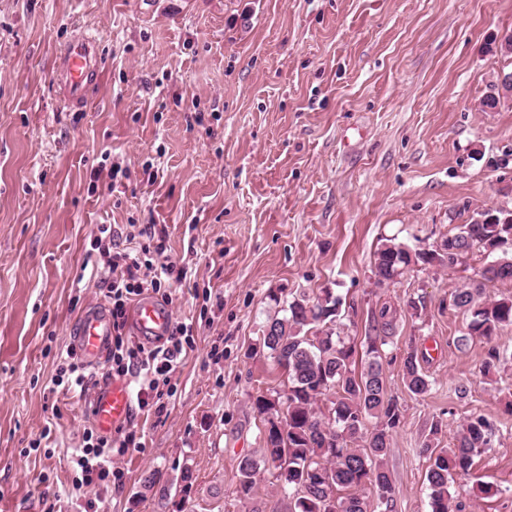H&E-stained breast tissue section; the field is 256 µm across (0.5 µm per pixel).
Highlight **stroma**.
Returning a JSON list of instances; mask_svg holds the SVG:
<instances>
[{
  "instance_id": "1",
  "label": "stroma",
  "mask_w": 512,
  "mask_h": 512,
  "mask_svg": "<svg viewBox=\"0 0 512 512\" xmlns=\"http://www.w3.org/2000/svg\"><path fill=\"white\" fill-rule=\"evenodd\" d=\"M505 30L512 0H0V512H79L68 458L88 399L52 379L77 314L107 302L81 276L101 224L121 239L166 229L188 270L170 308L195 336L167 416L133 414L145 446L121 457L105 512H240L238 459L261 455L252 401L283 388L249 350L279 302L326 290L345 334L364 336L386 302L401 311L394 354L412 340L426 355L420 396L400 362L384 367L403 412L384 460L393 512H431L421 448L453 447L476 415L494 423L491 445L448 489L464 512H512V325L496 338L510 359L484 376L482 343L456 348L466 321L448 306L487 255L383 286L372 272L383 239L430 249L473 210L512 208V164H495L512 152V107L479 109L512 73ZM84 32L101 60L88 104L70 109L60 57Z\"/></svg>"
}]
</instances>
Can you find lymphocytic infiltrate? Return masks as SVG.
Listing matches in <instances>:
<instances>
[{"label": "lymphocytic infiltrate", "instance_id": "obj_1", "mask_svg": "<svg viewBox=\"0 0 512 512\" xmlns=\"http://www.w3.org/2000/svg\"><path fill=\"white\" fill-rule=\"evenodd\" d=\"M140 248L121 247L110 226L103 225L90 242L95 258L91 274L106 290L112 312V350L106 360L109 376L132 379L133 400L138 411L155 416L168 412L172 380L194 344L192 324L177 321L158 346L150 347L126 332L129 304L146 295L170 301L173 286L186 283L187 271L167 256L165 230L151 231ZM156 263H149L148 254ZM141 436L130 427L105 436L88 428L83 445L71 456L78 487L121 486L124 471L118 463L129 449L140 447Z\"/></svg>", "mask_w": 512, "mask_h": 512}]
</instances>
